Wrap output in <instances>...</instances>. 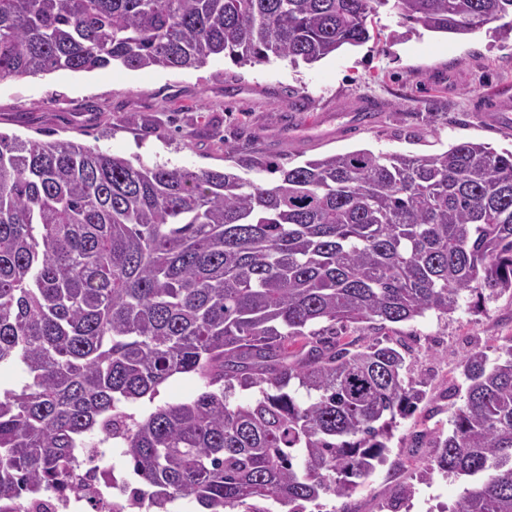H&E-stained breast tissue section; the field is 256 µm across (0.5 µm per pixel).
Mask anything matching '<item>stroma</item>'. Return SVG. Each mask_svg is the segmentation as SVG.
Here are the masks:
<instances>
[{
    "instance_id": "35a3bbf8",
    "label": "stroma",
    "mask_w": 512,
    "mask_h": 512,
    "mask_svg": "<svg viewBox=\"0 0 512 512\" xmlns=\"http://www.w3.org/2000/svg\"><path fill=\"white\" fill-rule=\"evenodd\" d=\"M380 35L312 65L270 59L246 66L217 57L200 69L133 71L112 65L0 81V132L71 140L146 164L220 169L224 151L244 146L297 165L334 153L444 151L464 141L512 150V124L472 109L475 97L512 96V34L494 25L465 36L408 32L388 12ZM362 341L406 344L408 376L425 392L399 420L382 463L348 496H325L319 512H443L466 477L425 476L437 433L448 432L465 395L467 352L494 354L512 338V291L468 295L447 316L428 313L359 332ZM177 375L154 405L202 392Z\"/></svg>"
}]
</instances>
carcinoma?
I'll list each match as a JSON object with an SVG mask.
<instances>
[{
    "instance_id": "cac0c4a2",
    "label": "carcinoma",
    "mask_w": 512,
    "mask_h": 512,
    "mask_svg": "<svg viewBox=\"0 0 512 512\" xmlns=\"http://www.w3.org/2000/svg\"><path fill=\"white\" fill-rule=\"evenodd\" d=\"M381 9L429 32H512V0H0V80L220 55L314 64L369 41ZM224 160L136 165L0 133V369L24 367L20 386L0 382V512L84 488L92 435L122 440L129 495L154 512L344 497L424 396L405 349L349 335L512 290V151ZM175 375L204 391L125 411ZM462 375L426 473L472 478L448 512H512V339L493 360L468 352ZM237 386L259 396L232 407Z\"/></svg>"
}]
</instances>
